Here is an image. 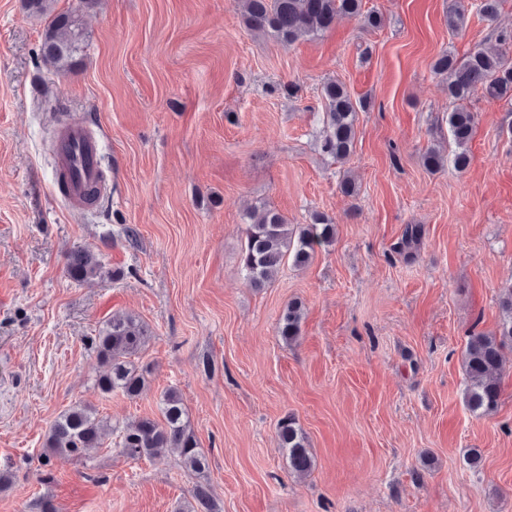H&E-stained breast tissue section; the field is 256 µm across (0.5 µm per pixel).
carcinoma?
Returning a JSON list of instances; mask_svg holds the SVG:
<instances>
[{"label":"carcinoma","instance_id":"obj_1","mask_svg":"<svg viewBox=\"0 0 512 512\" xmlns=\"http://www.w3.org/2000/svg\"><path fill=\"white\" fill-rule=\"evenodd\" d=\"M234 4L248 29L270 34L285 46L324 33L334 26L339 15L359 18L369 29H378L383 23L378 12L363 11V0H234ZM502 4L503 0H476L468 6L463 0H455L448 7V32L457 35L466 27L469 8L492 22L500 14ZM81 36L77 11L52 16L41 46L42 61L59 73L70 71ZM494 39L497 48L492 51L475 47L462 55L444 52L433 61L432 70L445 81L448 98L454 103L448 112L453 149L441 145L427 148L421 156L427 170L437 171L449 163L460 171L469 167L468 145L477 119L469 102L476 93L491 100L512 101V58L509 57L512 28L495 30ZM321 94L325 112L320 147L323 153L343 162L355 149L358 112L366 109V103L354 99L339 81L325 83ZM421 236V227L406 225L401 254L410 253ZM245 237L241 263L246 283L252 288H264L275 281L285 263L305 267L317 250L331 246L336 239V224L318 212L312 214L308 224H290L280 212L262 205L248 212ZM66 271L71 279L85 282L101 277L104 266L93 250L78 247L69 253ZM500 307L503 318L497 331L469 332L461 358L467 379L464 399L469 409L480 415L495 412L500 399L504 353L512 350V286L502 289ZM303 319L302 303L289 302L278 319L279 336L287 343L296 341L301 335ZM150 338L148 326L133 314H116L102 324L91 339L98 359L105 366L96 379L102 393L120 392L130 399L140 396L147 377L136 359ZM159 410V420L141 417L122 428H114L94 408L76 403L54 421L44 447L53 455L83 457L89 449L103 447L105 436L113 434L115 439L110 443L113 451L130 461L173 453L187 471L202 473L208 469V458L198 446L188 411L177 390L170 388L163 392ZM278 437L281 447L288 452L290 474L297 478L307 476L314 467V459L293 419L280 423ZM180 512L219 510L209 487L198 485L192 501Z\"/></svg>","mask_w":512,"mask_h":512}]
</instances>
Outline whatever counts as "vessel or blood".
I'll use <instances>...</instances> for the list:
<instances>
[{"mask_svg":"<svg viewBox=\"0 0 512 512\" xmlns=\"http://www.w3.org/2000/svg\"><path fill=\"white\" fill-rule=\"evenodd\" d=\"M53 150L57 167L67 180L65 199L75 209H85L89 188H101L103 167L100 141L88 124L76 117H67L54 133Z\"/></svg>","mask_w":512,"mask_h":512,"instance_id":"vessel-or-blood-1","label":"vessel or blood"}]
</instances>
